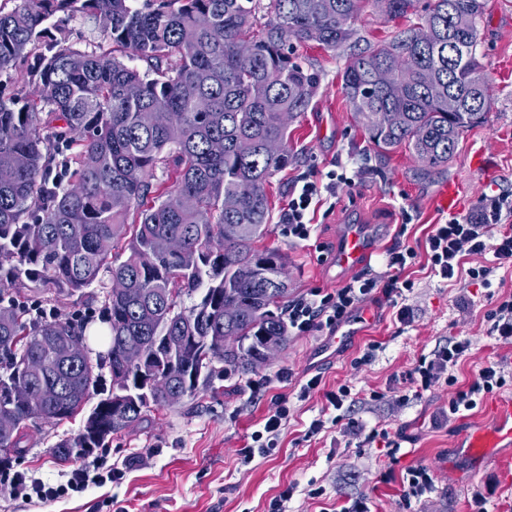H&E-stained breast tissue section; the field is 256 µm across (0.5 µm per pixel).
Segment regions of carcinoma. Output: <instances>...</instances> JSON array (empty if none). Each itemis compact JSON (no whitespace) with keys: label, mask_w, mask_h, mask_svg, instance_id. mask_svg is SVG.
I'll return each mask as SVG.
<instances>
[{"label":"carcinoma","mask_w":512,"mask_h":512,"mask_svg":"<svg viewBox=\"0 0 512 512\" xmlns=\"http://www.w3.org/2000/svg\"><path fill=\"white\" fill-rule=\"evenodd\" d=\"M371 1L416 22L348 62L352 111L379 149L405 145L424 167L443 166L490 107L477 57L485 0H431L421 14L418 0H0V465L28 426L80 415L53 454L87 459L103 437L168 406L172 389L193 397L284 348L288 259L257 242L268 179L293 159L290 120L318 86L294 48L348 43ZM59 14L102 39L49 29ZM383 67L404 91L371 88ZM269 140L280 154L266 152ZM159 171L171 183L156 182ZM102 273L104 356H90L72 322L39 319L20 301L46 291L61 305ZM228 307L239 313L230 323ZM45 336L75 357L64 362ZM131 346L147 370L125 363ZM105 370L148 401L112 408V392L98 389Z\"/></svg>","instance_id":"carcinoma-1"}]
</instances>
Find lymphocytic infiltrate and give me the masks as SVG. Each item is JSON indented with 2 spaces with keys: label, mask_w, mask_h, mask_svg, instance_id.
<instances>
[{
  "label": "lymphocytic infiltrate",
  "mask_w": 512,
  "mask_h": 512,
  "mask_svg": "<svg viewBox=\"0 0 512 512\" xmlns=\"http://www.w3.org/2000/svg\"><path fill=\"white\" fill-rule=\"evenodd\" d=\"M327 178V183L306 181L294 189L283 218L284 233L289 240H309L314 231L309 218L311 210L320 204L323 194L335 193L339 185L348 181L346 174L333 170L328 172ZM509 215H512V198L493 196L484 199L476 215L453 217L448 223L435 225L425 241L431 270L448 282L466 276L482 285H489V276L493 270L512 268V234L495 230L496 224L502 223ZM468 256L480 257L481 265L466 266L464 259ZM415 258L416 252L410 247L390 250L385 257L386 268L393 271L390 279L384 281L371 273L359 274L337 288L336 292L325 295L314 292L289 302V330L298 336H310L324 330L332 333L347 322L361 304L373 298L375 293H383L389 300L403 295L413 288L414 283L411 279L401 278L400 273ZM468 349L466 341L449 342L447 348L439 352L436 360L419 364L411 376L413 383L422 391L441 381L454 386L455 391L448 400V412L452 415H465L477 407L481 395L502 389L507 384L504 371L499 366L489 365L480 369L477 379L468 389L457 388L453 370ZM289 413L287 399H276L262 426L252 432L251 442L242 453L244 462H251L258 455H272L278 446L280 432L288 422ZM122 474V468H108L102 461L95 459L80 465L71 478L56 485L38 478L29 481H1L0 496L52 502L82 490L89 480L113 481Z\"/></svg>",
  "instance_id": "obj_1"
}]
</instances>
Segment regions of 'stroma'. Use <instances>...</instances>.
I'll use <instances>...</instances> for the list:
<instances>
[{
  "instance_id": "obj_1",
  "label": "stroma",
  "mask_w": 512,
  "mask_h": 512,
  "mask_svg": "<svg viewBox=\"0 0 512 512\" xmlns=\"http://www.w3.org/2000/svg\"><path fill=\"white\" fill-rule=\"evenodd\" d=\"M400 26L370 5L349 43L333 51L313 42L299 47V62L317 74L319 83L289 129L293 163L266 186L270 219L262 244L287 253L294 300L315 291L335 292L352 277V270L336 262L350 225L362 227L370 244L412 247L417 257L405 275L414 286L402 300L409 321L398 319L391 302L370 300L362 309L371 321L346 345L331 347L326 332L289 336L285 349L245 379H220L215 392L151 410L138 426L95 449L107 463L126 464L121 479L50 503L0 499V512H269L271 502L289 487L294 494L286 512H340L355 499L365 500L371 512H399L401 474L419 464L432 470L435 485L410 512H472L477 495L487 512H512V471L461 460L455 451L463 431L490 424L488 399L466 416L448 414L454 388H467L482 367L494 364L512 375V341L497 336L485 316L491 295H512V272L493 271L488 289L466 278L449 284L434 275L425 252L433 225L449 219L435 206L443 184L463 185L461 217L476 214L483 196H512V0H488L480 25L479 60L492 94L486 118L462 134L447 165L431 171L407 147L378 152L356 123L343 89L341 75L349 59L388 43ZM477 154L483 157L479 168L473 165ZM337 166L351 172V183L340 185L317 208L309 240L289 242L282 219L294 186L303 179L326 182ZM451 340L470 343L454 370L456 387L439 382L416 393L409 373L421 361L434 360ZM283 369L291 370L290 380L279 379ZM314 375L321 376L320 386L300 398V386ZM343 383L352 385L358 398L350 408L331 410L326 394ZM282 396L290 416L276 452L243 463L242 449ZM322 416L326 427L308 436L311 421ZM80 427L75 420L25 430L24 452L13 458L12 471L51 483L67 481L74 464L59 461L52 448ZM381 428L398 434L399 459L370 440V432ZM314 486L323 488L322 497L310 496Z\"/></svg>"
}]
</instances>
